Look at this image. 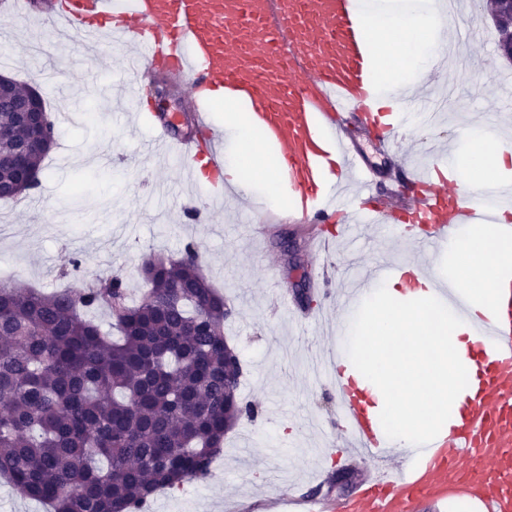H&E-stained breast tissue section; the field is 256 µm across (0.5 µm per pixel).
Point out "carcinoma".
<instances>
[{"label":"carcinoma","instance_id":"1","mask_svg":"<svg viewBox=\"0 0 512 512\" xmlns=\"http://www.w3.org/2000/svg\"><path fill=\"white\" fill-rule=\"evenodd\" d=\"M31 137L0 111V191L13 201L31 189L13 163ZM70 265L64 290L0 287V475L53 512H145L157 492L209 479L224 436L255 417L229 372V311L193 243L143 259L137 303L122 275L87 282L82 260ZM100 306L118 339L89 316Z\"/></svg>","mask_w":512,"mask_h":512}]
</instances>
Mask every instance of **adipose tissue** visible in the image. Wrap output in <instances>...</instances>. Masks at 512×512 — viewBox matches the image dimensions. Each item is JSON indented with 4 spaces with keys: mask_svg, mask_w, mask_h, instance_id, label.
<instances>
[{
    "mask_svg": "<svg viewBox=\"0 0 512 512\" xmlns=\"http://www.w3.org/2000/svg\"><path fill=\"white\" fill-rule=\"evenodd\" d=\"M369 24L387 32L375 48V84L380 92L401 83L400 69H407L406 79L418 84L438 63L435 42L418 41L419 34L431 27L422 14L397 17L373 11ZM224 131L233 144L225 152L224 175L229 182L239 183L245 174L240 149L256 145V134L231 113L224 116ZM448 163L467 176L470 189L486 193L512 174V149L503 146L500 135L475 124L463 148L450 154ZM450 250L455 265L434 264L429 279L456 288L472 313L484 312L496 278L502 268L512 265V239L471 227ZM379 293L392 297V304L369 312L359 322L343 320L336 344L344 350L356 378L375 394L380 424L394 451L401 454L447 423L452 399L462 383L466 327L447 305L397 303L399 291L394 283L382 284Z\"/></svg>",
    "mask_w": 512,
    "mask_h": 512,
    "instance_id": "1",
    "label": "adipose tissue"
}]
</instances>
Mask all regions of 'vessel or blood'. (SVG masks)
I'll list each match as a JSON object with an SVG mask.
<instances>
[{"label": "vessel or blood", "instance_id": "1", "mask_svg": "<svg viewBox=\"0 0 512 512\" xmlns=\"http://www.w3.org/2000/svg\"><path fill=\"white\" fill-rule=\"evenodd\" d=\"M51 17L82 46L97 45L107 32L120 40L124 62L136 75L125 88L130 101H140L141 76L151 67L181 87L193 109L210 98L244 112L274 157L273 178L287 194L285 216L293 223H330L344 195L350 226L380 229L402 219L416 228L409 242L425 256L438 253L464 226L484 225L512 238V224L498 220L512 210L511 178L495 185L492 211L477 193L460 189L455 176L432 169L398 186V206L383 212L366 207L372 168L346 129L360 121L378 124L384 145H391L416 94L401 83L393 105L377 106V60L361 0H53ZM154 129L195 181L208 182L222 198L236 194L224 179L221 131L203 125L189 140L171 136L162 123ZM423 277L421 262H386L342 294L353 307L372 283L416 284ZM494 288L489 315L475 319L446 285L433 290L436 300L469 318L478 341L468 349V384L453 415L417 444L408 463H389L369 392L328 356L344 457L371 458L375 469L354 499L333 508L317 500L312 512H415L418 500L451 498L479 512H512V277L499 276Z\"/></svg>", "mask_w": 512, "mask_h": 512}]
</instances>
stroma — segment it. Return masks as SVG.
Returning <instances> with one entry per match:
<instances>
[{
    "instance_id": "35a3bbf8",
    "label": "stroma",
    "mask_w": 512,
    "mask_h": 512,
    "mask_svg": "<svg viewBox=\"0 0 512 512\" xmlns=\"http://www.w3.org/2000/svg\"><path fill=\"white\" fill-rule=\"evenodd\" d=\"M32 13L0 11V73L37 87L55 123V143L43 161L40 184L18 202L0 200V281H23L46 291L66 286L62 273L81 257L89 277L122 274L130 299L145 286L138 275L144 256L171 255L194 242L210 283L234 304L224 332L244 365L240 393L259 408L224 440L211 477L158 493L147 512H297L300 499L331 503L351 499L373 467L330 460L338 448L336 392L312 361L336 346V326L346 313L335 294L342 280L362 278L386 259L412 253L396 231L361 228L342 239L332 255L317 257L313 224L277 220L255 231L245 200L229 198L223 210L208 208L206 187L170 167L152 144L153 133L133 116L115 115L120 89L133 74L121 63L112 35L102 38L101 68L78 42H58L48 18V0ZM490 0H459L441 39L470 41L471 61L439 72L448 101L498 129L512 114V97L496 79L511 76L493 30ZM424 103L411 105L412 122L394 151H382L373 127L349 131L372 164L376 203H386L399 167L447 161L462 143L459 122H424ZM308 273V307L316 319L295 324L282 298ZM323 282H316V275Z\"/></svg>"
}]
</instances>
